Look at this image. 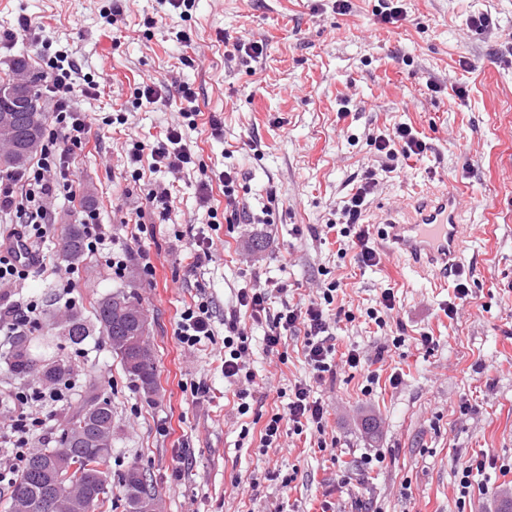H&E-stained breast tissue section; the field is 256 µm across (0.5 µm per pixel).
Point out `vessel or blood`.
I'll return each mask as SVG.
<instances>
[{"label":"vessel or blood","instance_id":"b4317fda","mask_svg":"<svg viewBox=\"0 0 512 512\" xmlns=\"http://www.w3.org/2000/svg\"><path fill=\"white\" fill-rule=\"evenodd\" d=\"M459 199L451 190L417 202L410 219H384L383 240L412 268L433 272L435 285L464 272Z\"/></svg>","mask_w":512,"mask_h":512}]
</instances>
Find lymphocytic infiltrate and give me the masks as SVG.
Returning a JSON list of instances; mask_svg holds the SVG:
<instances>
[{
	"label": "lymphocytic infiltrate",
	"mask_w": 512,
	"mask_h": 512,
	"mask_svg": "<svg viewBox=\"0 0 512 512\" xmlns=\"http://www.w3.org/2000/svg\"><path fill=\"white\" fill-rule=\"evenodd\" d=\"M48 66L51 83L46 91L53 101L55 129L49 132L34 163L14 174L0 176V213L15 215L17 219L8 233H0V288L27 280L31 265L25 256L34 253L37 241L47 234L51 216L49 200L59 197L75 199L70 156L75 150L83 148L89 130L81 101L97 96L99 92L98 84L92 81L86 82L82 88H74L71 76L75 64L67 53L57 54ZM173 94L180 100L183 117L194 120L199 113L198 94L189 85L172 87L158 81L136 89L137 100L149 104L168 102ZM374 146L384 162L380 169H368L343 198L340 225L336 230L340 250H354L359 263L367 267L377 265L380 257L370 242L369 227L362 224L361 216L378 184L379 173L397 172L399 158L420 156L427 149L422 134L409 126H400L393 132L378 135L374 139ZM146 156L150 157V168L155 172L165 169L180 173L195 163L190 142L180 126L168 129L164 141L155 145L133 144L127 153V162L134 166ZM82 226L87 254H106L112 274L124 276L128 255L126 251L113 249L111 225L99 223L97 210L86 207L82 210ZM337 289V284H329L322 302L288 305L276 312L269 307L268 289L243 288L238 292L239 306L249 310L254 322L266 325L263 341L268 352L278 351L287 334L301 333L305 336L303 353L311 377L295 383L290 389L287 415L275 414L267 421L261 437L264 447L278 444L281 423L285 420L298 433L309 427L319 431L324 428L325 411L321 403L313 399L312 386L335 371L332 358L335 345L329 332L326 306L333 303V294ZM211 319L207 302L187 307L176 324L177 339L190 347L211 339ZM224 327V377L233 382L246 380L248 386L255 381L254 374L245 369L248 338L240 329L236 317L226 319ZM74 389V383L67 380L52 387L37 385L15 393L11 417L7 422H0V446L6 450L5 463L0 466V484L22 470L32 445L47 436L51 408L68 403Z\"/></svg>",
	"instance_id": "lymphocytic-infiltrate-1"
}]
</instances>
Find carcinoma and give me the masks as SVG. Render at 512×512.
I'll return each mask as SVG.
<instances>
[{
  "label": "carcinoma",
  "mask_w": 512,
  "mask_h": 512,
  "mask_svg": "<svg viewBox=\"0 0 512 512\" xmlns=\"http://www.w3.org/2000/svg\"><path fill=\"white\" fill-rule=\"evenodd\" d=\"M38 81L39 78L31 72L23 56L13 61L11 74L6 80L0 81V116L8 110L13 112L17 121V132L13 138L0 140L1 173L25 168L41 146L48 114L41 105ZM62 233L64 258L72 263L86 261L80 225L65 224ZM139 312V303L123 293L102 297L92 307L95 323L107 337L125 371L142 387L149 389L155 384L153 357L146 358L132 369L120 344L121 337L132 336L138 329L136 314ZM56 334L78 345L90 336V327L85 317L73 313L63 321L48 324L47 328L35 334L15 337L7 360L18 378L36 379L52 386L66 378L69 365L50 354L51 337ZM111 454L112 402L99 392L96 383L90 382L83 395L69 406L63 416L54 446L35 448L28 456L24 468L16 477L12 499L24 497L41 504L37 512H55L46 499L48 488L66 481L86 491L88 508L85 512H110L112 493L99 495L90 485L86 471L90 467H99L105 479H110L107 463ZM133 473L143 477L140 493L146 498H156L147 473L135 465L120 477L121 493H126L128 478Z\"/></svg>",
  "instance_id": "carcinoma-1"
}]
</instances>
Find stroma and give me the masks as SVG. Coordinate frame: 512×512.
<instances>
[{"mask_svg": "<svg viewBox=\"0 0 512 512\" xmlns=\"http://www.w3.org/2000/svg\"><path fill=\"white\" fill-rule=\"evenodd\" d=\"M337 13L331 0H196L188 21L162 18L156 0H122L123 20L103 15L112 0H0V78L17 56L46 71L50 51L67 50L75 86L100 85L84 100L91 129L71 157L76 199L53 204L54 220L40 244L43 267L12 292L40 305V322L67 309L89 313L91 302L122 291L150 319L156 387L147 393L122 368L100 332L82 344L58 337L76 394L88 381L112 402L115 433L112 479L143 468L163 512H351L355 498L372 512H502L512 501V473H473L470 493L457 484L467 461L489 454L512 461V0H402L407 18L376 22L378 0H350ZM484 13L490 33L469 24ZM28 31H18L19 16ZM191 43L177 40L180 29ZM264 42L258 60L228 59L229 42ZM192 66H185L184 58ZM437 89L428 90L427 80ZM164 80L189 84L201 113L188 136L196 168L181 174L167 216L146 213L133 241L124 224L163 172L133 180L126 163L132 143L164 140L179 123L180 104L137 105L135 90ZM464 95H456V88ZM125 123H116L118 113ZM223 122L213 136L210 116ZM407 124L428 148L401 173L380 177L363 221L381 251L377 266L360 267L339 252L330 224L338 222L347 184L379 166L376 136ZM238 176L240 212L269 210L270 223H211L199 205L197 183L212 178L211 208L223 210L224 168ZM454 189L469 266V298L455 317L443 309L453 288L384 250L378 219H405L414 202ZM97 208L119 247L130 248L126 274L110 275L103 258L76 265L74 306H67L54 273L67 268L61 228ZM213 241L212 261L194 270L185 245L197 232ZM155 268L146 275L137 255ZM339 282L331 311L338 351L357 349L358 368L339 369L315 385L326 411L324 433L282 428L279 447L260 434L283 412V393L308 379L303 336H288L282 354L265 352L264 325L241 312L251 339L255 374L248 413H240V383L225 380L224 316L238 306L239 289L270 284V307L321 297ZM395 304L386 327L366 314L384 288ZM212 310L214 336L190 350L175 336L178 317L197 299ZM434 338V350L420 343ZM379 374L377 383L366 380ZM398 375L391 385L390 375ZM206 385V398L192 391ZM191 463L173 478L177 457Z\"/></svg>", "mask_w": 512, "mask_h": 512, "instance_id": "stroma-1", "label": "stroma"}]
</instances>
